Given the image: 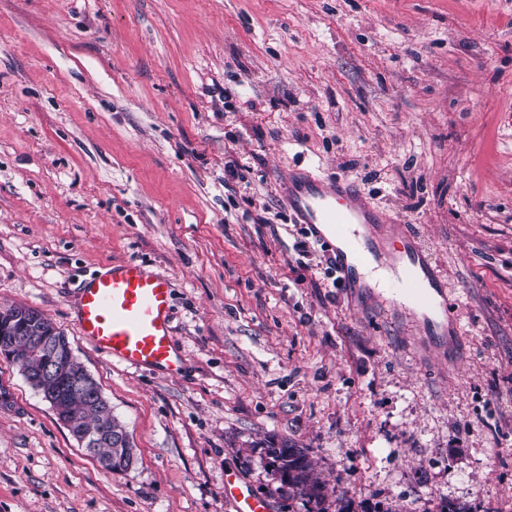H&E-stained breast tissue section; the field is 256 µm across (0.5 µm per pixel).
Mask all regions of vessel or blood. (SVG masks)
I'll list each match as a JSON object with an SVG mask.
<instances>
[{
  "instance_id": "vessel-or-blood-1",
  "label": "vessel or blood",
  "mask_w": 512,
  "mask_h": 512,
  "mask_svg": "<svg viewBox=\"0 0 512 512\" xmlns=\"http://www.w3.org/2000/svg\"><path fill=\"white\" fill-rule=\"evenodd\" d=\"M284 204L293 222L305 225L326 248L347 297L360 301L370 289L365 272L385 270L383 288L399 298L403 319L421 325L426 335H447L452 320L447 283L408 225L389 221L349 179L326 180L305 171L290 175ZM172 297L170 282L142 263L114 264L80 291L81 335L116 364L179 372ZM224 497L234 512H271L269 501L239 478L226 480Z\"/></svg>"
}]
</instances>
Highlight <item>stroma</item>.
<instances>
[{"label": "stroma", "instance_id": "stroma-1", "mask_svg": "<svg viewBox=\"0 0 512 512\" xmlns=\"http://www.w3.org/2000/svg\"><path fill=\"white\" fill-rule=\"evenodd\" d=\"M298 169L412 226L447 351L334 287L283 203ZM129 259L172 284L177 374L78 333L81 284ZM6 304L64 331L136 461L105 469L0 357V512H231L232 472L306 512L284 439L322 512H512V0H0ZM269 455L271 465L280 475L283 491L288 499L304 497L308 502H319L325 496L327 485L314 474L304 448H297L293 441L282 440L278 446L272 443Z\"/></svg>", "mask_w": 512, "mask_h": 512}]
</instances>
